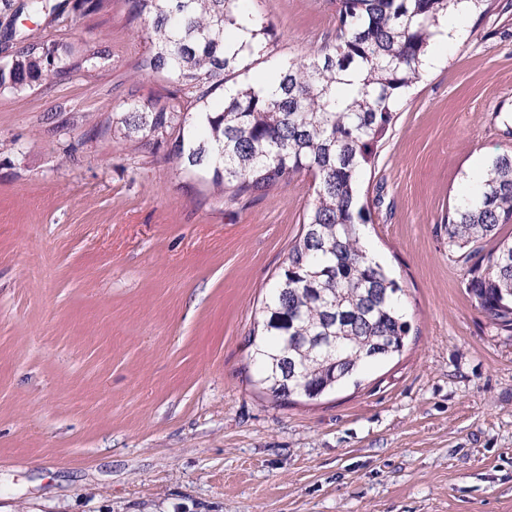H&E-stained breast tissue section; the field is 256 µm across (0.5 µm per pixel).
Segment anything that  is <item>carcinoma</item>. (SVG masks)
I'll use <instances>...</instances> for the list:
<instances>
[{
	"label": "carcinoma",
	"mask_w": 512,
	"mask_h": 512,
	"mask_svg": "<svg viewBox=\"0 0 512 512\" xmlns=\"http://www.w3.org/2000/svg\"><path fill=\"white\" fill-rule=\"evenodd\" d=\"M130 2L148 44L140 70L164 74L177 90L165 105L129 102L113 124L145 145H170L178 166L209 174L235 196H264L302 171L314 178L301 232L248 338L261 385L276 400L312 399L401 352L409 333L396 305L402 287L361 244L360 178L375 164L399 100L422 78L440 18L461 0H335L334 42L271 63L264 88L238 81L246 59L271 58L272 24L250 11L249 0ZM46 10L60 16L65 5L22 0L6 24L16 49L0 61L1 91L23 92L49 74L89 72L109 59L99 45L71 62L56 41L13 31L18 15ZM240 16L251 40L237 45ZM445 223L466 290L511 331L512 238L500 227L512 223V151L492 159ZM312 336H334L336 348L321 353Z\"/></svg>",
	"instance_id": "carcinoma-1"
}]
</instances>
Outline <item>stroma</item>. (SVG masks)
<instances>
[{"label": "stroma", "instance_id": "stroma-1", "mask_svg": "<svg viewBox=\"0 0 512 512\" xmlns=\"http://www.w3.org/2000/svg\"><path fill=\"white\" fill-rule=\"evenodd\" d=\"M129 0L19 18L96 70L0 92V512H512V332L463 285L444 218L512 148V9L401 99L359 201L403 288L402 353L280 403L248 336L312 178L235 197L114 130L173 90ZM279 57L336 33L333 0H254Z\"/></svg>", "mask_w": 512, "mask_h": 512}]
</instances>
